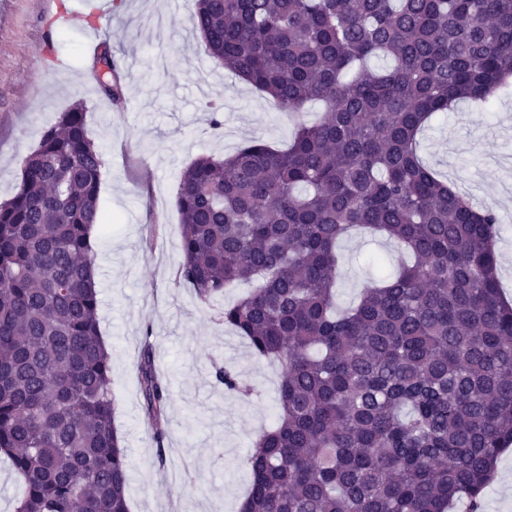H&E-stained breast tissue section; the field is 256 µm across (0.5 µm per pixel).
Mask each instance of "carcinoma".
Listing matches in <instances>:
<instances>
[{"mask_svg": "<svg viewBox=\"0 0 512 512\" xmlns=\"http://www.w3.org/2000/svg\"><path fill=\"white\" fill-rule=\"evenodd\" d=\"M212 58L298 114L285 149L254 139L179 179V277L277 362V420L246 459L239 512H479L512 445V302L498 216L427 166L419 135L462 100L512 89V0H194ZM103 155L60 114L0 202V455L14 512H130L90 236ZM359 228L410 256L336 312L338 244ZM224 391L253 388L232 366ZM147 424L169 388L145 341ZM22 484L17 475L0 458V512H13L15 500L22 494Z\"/></svg>", "mask_w": 512, "mask_h": 512, "instance_id": "carcinoma-1", "label": "carcinoma"}]
</instances>
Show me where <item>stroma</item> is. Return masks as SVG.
Returning a JSON list of instances; mask_svg holds the SVG:
<instances>
[{"label":"stroma","instance_id":"1","mask_svg":"<svg viewBox=\"0 0 512 512\" xmlns=\"http://www.w3.org/2000/svg\"><path fill=\"white\" fill-rule=\"evenodd\" d=\"M192 0H111L102 30L123 90L113 103L96 91L87 48L93 0H0V198L20 162L61 112L82 103L102 151L99 205L110 217L92 238L99 326L112 357L114 424L125 438L130 512H237L249 484L255 436L276 417L280 371L219 324L179 280L181 171L204 155L232 154L260 138L284 147L295 121L210 57L192 30ZM52 30L51 42L42 34ZM224 124L213 128L212 113ZM421 155L462 194L500 219V270L512 298V93L490 106L458 102L424 133ZM336 303L354 304L377 271L396 264L386 240H342ZM170 400L168 437L156 444L138 382L144 342ZM230 365L255 388L225 393L214 366ZM482 512H512V449L484 492Z\"/></svg>","mask_w":512,"mask_h":512}]
</instances>
